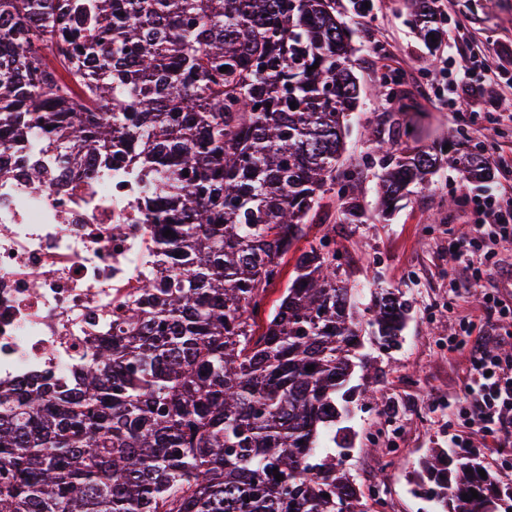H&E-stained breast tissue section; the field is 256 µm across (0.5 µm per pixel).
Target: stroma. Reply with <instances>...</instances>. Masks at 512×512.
Returning a JSON list of instances; mask_svg holds the SVG:
<instances>
[{
	"mask_svg": "<svg viewBox=\"0 0 512 512\" xmlns=\"http://www.w3.org/2000/svg\"><path fill=\"white\" fill-rule=\"evenodd\" d=\"M444 19V39L431 46L416 34L407 0H336V12L353 32L354 73L363 88L388 84L383 98H364L347 133L344 166L353 174L345 193H326L313 212L306 235L289 251L280 278L266 291L275 306L291 279L298 257L326 235H334L343 277L369 303L375 289L398 290L408 304L400 336L384 341L363 329L360 353L368 371H355L356 391L342 404L336 423V464L363 494L367 512H446L433 502V484L424 460L444 454L480 463L512 488V446L452 448L448 440L462 427L448 409L464 388L469 351L452 349L448 338L460 316H469L473 335L490 345H511L483 315L478 295L450 301L451 281L463 278L467 264L448 251L473 222L472 200L492 194L512 205V94L475 83L468 111L448 110V82L459 54L490 56L501 78L512 80V0H435ZM413 123L417 134L400 139L406 151L432 143H483L493 156V175L465 180L458 167L442 164L429 183L413 187L389 219L378 216L377 186L382 175L376 150L397 125ZM359 202L360 223L347 224V198ZM384 486L387 499L365 492Z\"/></svg>",
	"mask_w": 512,
	"mask_h": 512,
	"instance_id": "stroma-1",
	"label": "stroma"
}]
</instances>
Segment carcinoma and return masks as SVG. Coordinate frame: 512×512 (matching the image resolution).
I'll return each instance as SVG.
<instances>
[{
    "label": "carcinoma",
    "instance_id": "carcinoma-1",
    "mask_svg": "<svg viewBox=\"0 0 512 512\" xmlns=\"http://www.w3.org/2000/svg\"><path fill=\"white\" fill-rule=\"evenodd\" d=\"M409 9L423 41L440 35L432 0ZM352 52L335 0H0V132L55 128L76 171L127 164L139 207L175 233L73 384L0 387V512H363L327 442L361 321L390 341L406 302L382 288L359 308L322 242L262 310L308 215L349 178ZM446 159L489 178L485 148L403 152L381 213ZM426 469L448 512L501 499L478 466Z\"/></svg>",
    "mask_w": 512,
    "mask_h": 512
}]
</instances>
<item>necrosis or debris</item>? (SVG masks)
I'll return each mask as SVG.
<instances>
[{
  "label": "necrosis or debris",
  "instance_id": "1",
  "mask_svg": "<svg viewBox=\"0 0 512 512\" xmlns=\"http://www.w3.org/2000/svg\"><path fill=\"white\" fill-rule=\"evenodd\" d=\"M0 177V384H70L136 306L152 217L124 170L68 168L63 151L13 140Z\"/></svg>",
  "mask_w": 512,
  "mask_h": 512
}]
</instances>
